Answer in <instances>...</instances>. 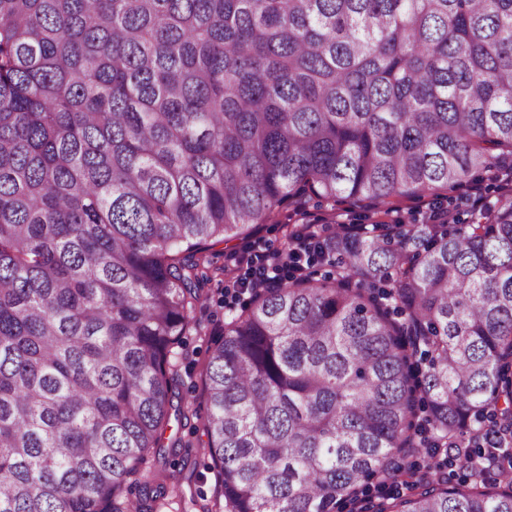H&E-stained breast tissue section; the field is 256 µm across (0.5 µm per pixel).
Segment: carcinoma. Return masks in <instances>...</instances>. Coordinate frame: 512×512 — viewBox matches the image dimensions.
<instances>
[{
	"instance_id": "cac0c4a2",
	"label": "carcinoma",
	"mask_w": 512,
	"mask_h": 512,
	"mask_svg": "<svg viewBox=\"0 0 512 512\" xmlns=\"http://www.w3.org/2000/svg\"><path fill=\"white\" fill-rule=\"evenodd\" d=\"M512 155V0H0V512H137L215 239ZM224 321L207 512H512V198L341 229Z\"/></svg>"
}]
</instances>
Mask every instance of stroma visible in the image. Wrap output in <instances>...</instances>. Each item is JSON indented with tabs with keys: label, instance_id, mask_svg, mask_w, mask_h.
<instances>
[{
	"label": "stroma",
	"instance_id": "stroma-1",
	"mask_svg": "<svg viewBox=\"0 0 512 512\" xmlns=\"http://www.w3.org/2000/svg\"><path fill=\"white\" fill-rule=\"evenodd\" d=\"M493 185L489 173H480L469 184L443 192L433 201L426 197L395 199L394 210L387 215L372 209L354 210L340 203L335 218L330 219L325 206L313 200L305 209L318 237L326 238L340 224H422L436 203L452 216L464 219L476 209L478 201L499 202ZM209 254L213 270L200 285L202 300L194 312L196 325L184 339L177 367L175 400L189 406L190 411L186 418L171 421L165 433L170 447L162 470L176 476L178 483L154 501L146 499L141 487H132L130 498L143 501L145 512H205L215 492L214 472L204 448L207 438L202 428L205 408L199 403L201 375L212 351L213 336L223 329L229 313L239 310L248 299L241 293L239 281L249 275L250 252L244 242L231 240L211 245Z\"/></svg>",
	"mask_w": 512,
	"mask_h": 512
}]
</instances>
